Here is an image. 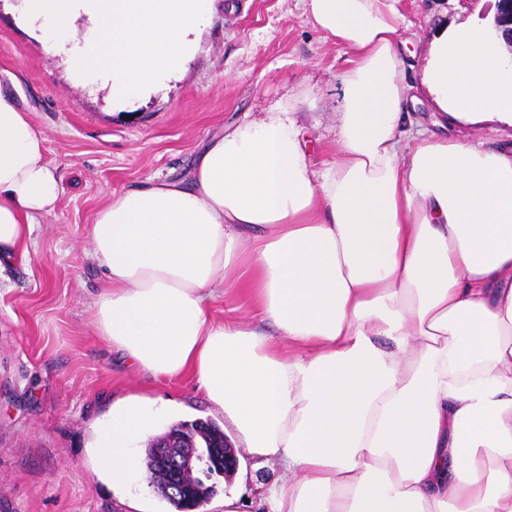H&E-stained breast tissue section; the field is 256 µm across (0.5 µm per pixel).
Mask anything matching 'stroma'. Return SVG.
Here are the masks:
<instances>
[{"label": "stroma", "mask_w": 512, "mask_h": 512, "mask_svg": "<svg viewBox=\"0 0 512 512\" xmlns=\"http://www.w3.org/2000/svg\"><path fill=\"white\" fill-rule=\"evenodd\" d=\"M23 0H0V69L18 71L23 106L46 137L61 178L56 208L34 234L29 264L0 271V512H123L97 468L96 438L131 394L166 405L157 431L179 420L223 423L189 376L152 379L109 348L91 323L102 270L89 230L110 192L182 177L224 125L259 120L297 96L300 121L330 158L345 58L300 0H213L194 54L154 92L116 106L99 83H75L65 52L25 22ZM496 0H400L406 75L419 81L429 34L493 13ZM216 478L200 512L240 495L262 512L278 461Z\"/></svg>", "instance_id": "35a3bbf8"}]
</instances>
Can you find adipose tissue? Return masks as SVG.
Returning a JSON list of instances; mask_svg holds the SVG:
<instances>
[{"mask_svg": "<svg viewBox=\"0 0 512 512\" xmlns=\"http://www.w3.org/2000/svg\"><path fill=\"white\" fill-rule=\"evenodd\" d=\"M398 2L301 0L348 64L331 160L290 101L225 127L186 179L112 194L90 229L98 335L144 375H194L233 446L279 461L265 512H512V153L406 128L419 86L452 119L512 127V49L490 16L437 27L410 84ZM24 3L118 105L181 71L209 8ZM20 83L0 70V264L29 259L60 195ZM222 295L250 316L214 320ZM156 417L138 394L113 408L114 490L144 479L132 446Z\"/></svg>", "mask_w": 512, "mask_h": 512, "instance_id": "obj_1", "label": "adipose tissue"}]
</instances>
